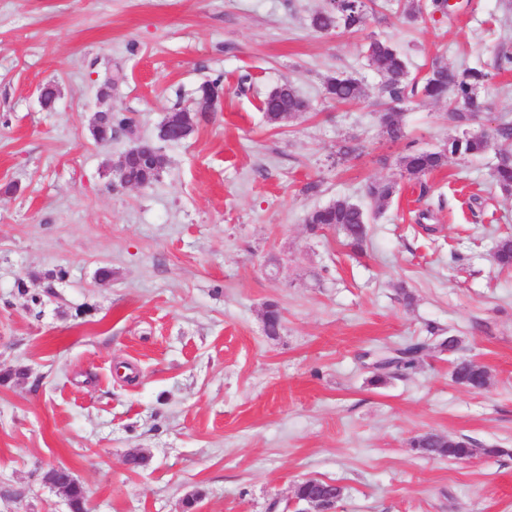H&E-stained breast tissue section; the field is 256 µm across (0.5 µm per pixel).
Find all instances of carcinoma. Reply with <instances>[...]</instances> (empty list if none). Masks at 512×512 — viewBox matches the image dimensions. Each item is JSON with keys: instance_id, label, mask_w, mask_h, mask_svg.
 I'll use <instances>...</instances> for the list:
<instances>
[{"instance_id": "cac0c4a2", "label": "carcinoma", "mask_w": 512, "mask_h": 512, "mask_svg": "<svg viewBox=\"0 0 512 512\" xmlns=\"http://www.w3.org/2000/svg\"><path fill=\"white\" fill-rule=\"evenodd\" d=\"M434 15L439 13L449 16L452 6L448 0H428L424 7H410L405 11L403 20H417L421 10ZM366 20L365 0H336L325 9L316 12L311 18V26L316 31H329L342 28L346 31L357 32L362 29ZM368 65L380 76V95L392 102H402L409 97L420 96L434 101H448V123L461 130V134L448 139V143L440 150H419L402 158V165L407 174L421 176L437 171L448 164L451 157L481 156L492 147V140H512V120L501 119L494 136L483 132L470 131L471 118L481 111L477 90L488 78V74L476 69L462 71L448 66L446 63H433L425 78L417 81L410 77L406 57L398 48L387 40L372 39L364 47ZM324 91L327 98L338 103H347L360 98L362 93L358 79L344 73H336L325 78ZM311 110L310 102L301 96L288 82L272 89L264 99V116L269 124L281 126L286 121L296 118ZM385 133L392 141L405 136L402 113L390 108L381 116ZM131 118L115 113L104 127L93 132L98 142L112 140L114 129L126 130L131 128ZM496 186L504 193L512 195V154L499 155L491 173ZM119 182L137 187H147L153 184L158 176L147 165L130 166L117 172ZM397 192L396 183L388 180H375L366 185V195L376 204L391 200ZM370 214L363 206L353 203L346 198L311 210L306 217V226L312 233L333 227L341 232L346 245L360 252L368 237ZM493 259L502 269L512 268V237L498 240L493 250ZM267 335L276 336L282 329L283 318L277 305L266 307ZM424 349L422 344L409 345L392 351L374 354V359L380 362V367L372 371L370 384L382 385L400 372L414 369L419 360V354ZM453 374L472 388L483 386L490 378L486 367L472 362L463 365L455 364ZM414 448H425L431 455L451 459H464L475 453L497 455L502 449L473 448L463 439H450L434 433H425L412 442ZM61 485L70 502L71 512H86V490L72 475L61 477Z\"/></svg>"}]
</instances>
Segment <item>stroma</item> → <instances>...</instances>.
<instances>
[{
    "instance_id": "stroma-1",
    "label": "stroma",
    "mask_w": 512,
    "mask_h": 512,
    "mask_svg": "<svg viewBox=\"0 0 512 512\" xmlns=\"http://www.w3.org/2000/svg\"><path fill=\"white\" fill-rule=\"evenodd\" d=\"M410 3L375 0L363 30L320 33L327 0H0V512H70L42 481L51 465L86 488V512H182L192 494V512H287L307 477L343 486L337 512H512V270L492 262L512 196L491 153L408 175L403 156L456 130L445 105L413 98L389 141L362 53L384 38L412 77L437 60L488 73L479 124L493 131L512 120V70L495 67L512 54V0L406 24ZM337 72L364 96L326 99ZM217 77V110L160 144L158 181L121 185L133 141ZM285 81L312 109L273 128L261 102ZM101 110L131 131L98 143ZM374 179L398 192L362 255L309 232L307 213L336 199L370 207ZM448 335L487 367L482 392L453 381ZM413 342L416 367L370 385L367 354ZM425 432L479 453L425 457ZM133 453L147 466L129 469Z\"/></svg>"
}]
</instances>
